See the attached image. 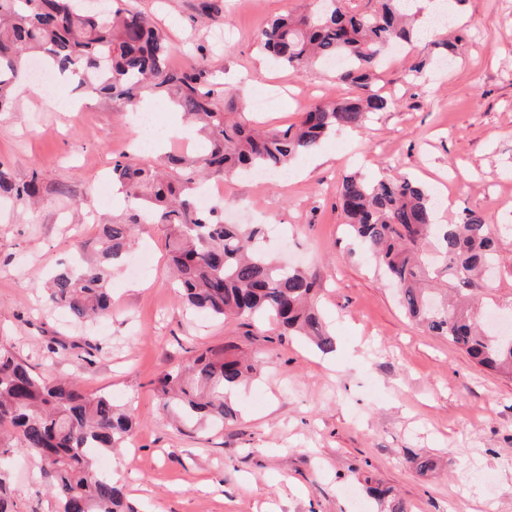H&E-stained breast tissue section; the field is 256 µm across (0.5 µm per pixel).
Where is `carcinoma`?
<instances>
[{"label":"carcinoma","instance_id":"cac0c4a2","mask_svg":"<svg viewBox=\"0 0 512 512\" xmlns=\"http://www.w3.org/2000/svg\"><path fill=\"white\" fill-rule=\"evenodd\" d=\"M408 0H312L310 9L266 23L259 48L295 74L338 58L336 78L351 95L306 106L298 121L259 130L239 117L236 98L216 80L206 56L185 69L169 65L164 33L128 7L90 12L82 0H0V112L25 82L19 62L42 54L58 74L80 77L78 87L136 109L148 95L164 98L192 120L201 153L169 155L162 178L141 159L112 165V183L135 205L124 224L100 225L95 260L57 270L47 283L50 302L79 321L111 312L113 262L131 248L135 230L160 224L169 233V257L182 299L220 320L271 321L279 335L303 336L322 353L336 341L317 306L319 285L305 271L285 266L265 250L261 224H226L224 201L197 202L198 170L220 180L255 170L278 171L317 150L323 140L364 125L392 99L377 84L390 46L413 37ZM32 201L38 177L22 184L0 170V192ZM341 209L360 247L399 289L405 313L425 331L442 336L477 365L512 375V340L487 330L474 303L490 287L486 273L498 264L493 225L465 208L459 222L437 224L434 199L393 167L369 179L352 173L337 188ZM436 237L438 262L425 243ZM256 371L236 354L210 350L163 374L155 392L183 428L222 427L235 417L232 397ZM135 426L129 411L106 394L88 395L72 380H50L0 343V512H13L8 468L20 451L36 455L40 475L58 501L57 512H138L123 488L97 461L121 447Z\"/></svg>","mask_w":512,"mask_h":512}]
</instances>
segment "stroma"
<instances>
[{
    "label": "stroma",
    "instance_id": "1",
    "mask_svg": "<svg viewBox=\"0 0 512 512\" xmlns=\"http://www.w3.org/2000/svg\"><path fill=\"white\" fill-rule=\"evenodd\" d=\"M201 2L127 0L164 30L173 66L205 53L245 112L275 97L258 116L265 126L349 94L333 69L297 75L257 48L268 21L308 0H215L222 11L211 17ZM453 11L466 30L456 55L445 56L441 43L452 34L441 29L382 69L379 85L395 100L389 111L295 159L287 179H223L233 201L225 222L282 228L269 252L322 283L319 305L336 338L329 355L294 336H249L238 322L187 313L168 280L166 231L154 224L133 247L153 253L149 274L114 268L111 315L74 323L49 303L48 273L70 261L74 238L126 220L128 209L101 199L113 161L136 153L158 163L162 154L137 148L138 129L119 101L83 92L88 111L63 112L26 89L0 112V170L16 184L38 176L41 195L35 207L0 203V340L46 377L71 378L131 408L133 444L107 460L140 512H512V378L409 320L336 204L346 174L373 176L389 164L435 196L456 184L441 220L470 208L499 228L504 263L484 301L512 312V0H458ZM416 57L447 65L413 83L407 65ZM227 348L258 364L234 395L236 419L177 429L154 394L156 379L199 351ZM417 455L431 457L434 471H416ZM10 469L15 512H56L36 458L17 454Z\"/></svg>",
    "mask_w": 512,
    "mask_h": 512
}]
</instances>
